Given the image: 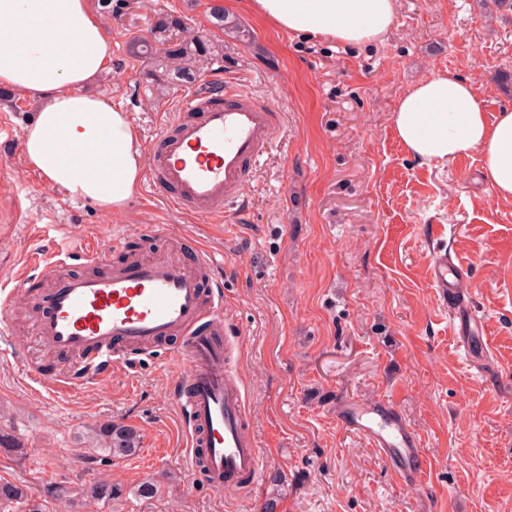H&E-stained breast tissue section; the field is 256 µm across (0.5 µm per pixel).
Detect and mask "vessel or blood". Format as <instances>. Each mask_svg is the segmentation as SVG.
I'll return each mask as SVG.
<instances>
[{
    "label": "vessel or blood",
    "mask_w": 512,
    "mask_h": 512,
    "mask_svg": "<svg viewBox=\"0 0 512 512\" xmlns=\"http://www.w3.org/2000/svg\"><path fill=\"white\" fill-rule=\"evenodd\" d=\"M281 125L275 106L224 84L189 94L157 135L147 182L162 189L177 210L223 217L225 205L244 195ZM194 251L191 261L179 255L153 257L105 276L74 271L104 259L94 238L64 235L51 251L31 253L28 267L50 281L35 337L42 348L67 359L69 367L48 377L21 354L13 359L31 380L63 390L105 383L113 366L127 362L133 350L179 337L169 357L183 369L170 385V397L182 417L190 468L217 493L243 480L254 489L262 459L245 414L246 392L232 375L224 348V289L214 276L220 261L202 246ZM430 270L455 334L473 341L477 316L462 264L437 251ZM336 417L368 440L406 486L422 482L428 461L421 439L390 401L363 405L350 400L337 405Z\"/></svg>",
    "instance_id": "b4317fda"
}]
</instances>
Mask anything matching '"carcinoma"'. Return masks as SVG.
Listing matches in <instances>:
<instances>
[{"mask_svg": "<svg viewBox=\"0 0 512 512\" xmlns=\"http://www.w3.org/2000/svg\"><path fill=\"white\" fill-rule=\"evenodd\" d=\"M182 26V19L178 16L161 14L156 18L151 33L154 42L164 46L160 59L153 55L154 42L138 37L131 43L132 54L146 62V75L158 86L165 85L169 80L191 77L193 63L199 57H221V50L213 44L197 39L171 41L169 33ZM86 439L89 447L96 452V461L104 464L136 454L141 444V434L136 428L109 420L89 424ZM67 494V486L62 484L51 485L36 497L23 484L0 481V512H13L17 506L23 512H47V499L61 500ZM121 495L122 489L104 478L89 483L83 489L84 500L93 503H110Z\"/></svg>", "mask_w": 512, "mask_h": 512, "instance_id": "cac0c4a2", "label": "carcinoma"}]
</instances>
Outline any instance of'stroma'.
Returning a JSON list of instances; mask_svg holds the SVG:
<instances>
[{
  "label": "stroma",
  "mask_w": 512,
  "mask_h": 512,
  "mask_svg": "<svg viewBox=\"0 0 512 512\" xmlns=\"http://www.w3.org/2000/svg\"><path fill=\"white\" fill-rule=\"evenodd\" d=\"M250 33L215 27L212 7ZM181 17L173 39L200 37L224 60L199 59L190 79L160 90L131 55L158 14ZM112 30V62L96 86L127 113L143 153L180 95L212 80L273 103L284 121L246 189V218L229 205L223 222L169 209L148 185L119 216L50 188L28 168L21 143L0 153V283L14 286L31 251L33 224H61L76 238L105 228L122 234L103 267L187 242L223 254L224 341L242 352L251 427L262 459L261 489L212 492L183 450L169 395L178 363L138 356L108 385L48 395L0 354V430L26 453L0 449V480L44 492L66 483L73 496L50 512H512V200L492 196L480 157L424 164L397 140L399 96L437 69L469 80L488 116L512 108V6L504 0H397L389 33L352 47L306 38L258 19L248 0H135ZM25 198L16 211V198ZM469 267L484 320L485 357L454 336L430 283L434 249ZM48 287L31 278L9 313L27 361L49 374L67 369L34 339ZM388 399L421 438L423 484L401 485L367 442L336 417L346 399ZM134 426L141 446L104 467L93 463L88 424ZM283 473L274 481V473ZM104 477L124 492L89 505L83 484ZM146 481L154 497L138 495Z\"/></svg>",
  "instance_id": "stroma-1"
}]
</instances>
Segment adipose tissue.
<instances>
[{"label": "adipose tissue", "mask_w": 512, "mask_h": 512, "mask_svg": "<svg viewBox=\"0 0 512 512\" xmlns=\"http://www.w3.org/2000/svg\"><path fill=\"white\" fill-rule=\"evenodd\" d=\"M252 12L302 36L348 45L381 40L396 0H249ZM112 35L90 0H0V85L35 98L22 149L45 184L123 213L145 159L126 112L91 88L108 72ZM404 150L423 163L476 153L491 193L512 199V109L488 122L473 84L449 70L411 86L391 116Z\"/></svg>", "instance_id": "obj_1"}]
</instances>
